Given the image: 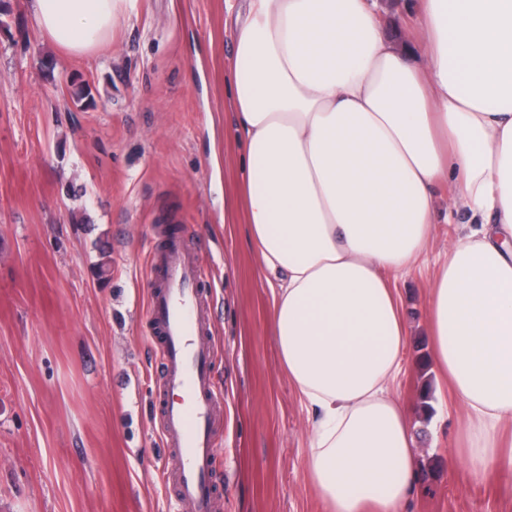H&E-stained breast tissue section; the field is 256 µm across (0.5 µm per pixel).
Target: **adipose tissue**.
Here are the masks:
<instances>
[{"label": "adipose tissue", "mask_w": 512, "mask_h": 512, "mask_svg": "<svg viewBox=\"0 0 512 512\" xmlns=\"http://www.w3.org/2000/svg\"><path fill=\"white\" fill-rule=\"evenodd\" d=\"M139 0H30L40 33L91 54ZM230 106L245 216L281 363L329 512H405L415 437L396 394L409 330L392 275L439 205L469 222L435 270L430 360L463 408L460 455L512 469V0H420L400 42L372 0H248Z\"/></svg>", "instance_id": "ef3b65f1"}]
</instances>
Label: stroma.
<instances>
[{
    "mask_svg": "<svg viewBox=\"0 0 512 512\" xmlns=\"http://www.w3.org/2000/svg\"><path fill=\"white\" fill-rule=\"evenodd\" d=\"M139 0L93 53L68 56L28 0L0 14V512H191L158 426L161 343L147 257L180 226L210 300L217 512H326L304 470L307 416L282 368L245 222L244 151L225 65L228 8ZM92 92L75 102L68 80ZM464 213L437 212L427 252L392 279L410 330L398 394L419 470L408 512H512V470L472 480L462 408L430 415L421 367L436 264Z\"/></svg>",
    "mask_w": 512,
    "mask_h": 512,
    "instance_id": "1",
    "label": "stroma"
}]
</instances>
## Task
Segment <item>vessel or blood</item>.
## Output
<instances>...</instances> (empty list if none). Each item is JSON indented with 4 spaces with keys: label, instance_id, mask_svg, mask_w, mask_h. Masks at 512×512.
Wrapping results in <instances>:
<instances>
[{
    "label": "vessel or blood",
    "instance_id": "vessel-or-blood-1",
    "mask_svg": "<svg viewBox=\"0 0 512 512\" xmlns=\"http://www.w3.org/2000/svg\"><path fill=\"white\" fill-rule=\"evenodd\" d=\"M148 265L159 281L147 311L162 338L161 435L176 451L179 499L193 512H215L212 415L221 395L212 385V350L203 341L210 307L201 290L203 268L177 236L151 253Z\"/></svg>",
    "mask_w": 512,
    "mask_h": 512
}]
</instances>
